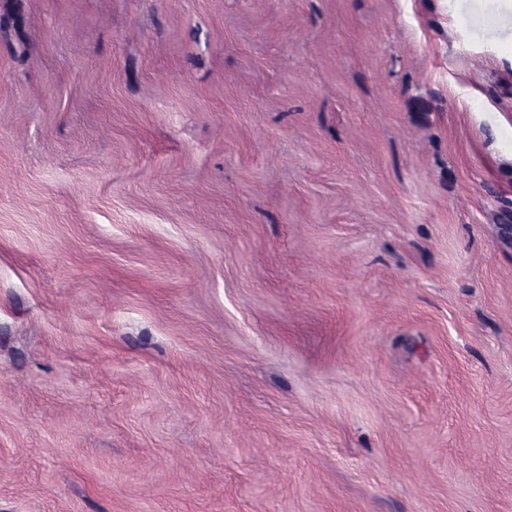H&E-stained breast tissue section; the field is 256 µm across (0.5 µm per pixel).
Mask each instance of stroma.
Wrapping results in <instances>:
<instances>
[{
    "label": "stroma",
    "mask_w": 512,
    "mask_h": 512,
    "mask_svg": "<svg viewBox=\"0 0 512 512\" xmlns=\"http://www.w3.org/2000/svg\"><path fill=\"white\" fill-rule=\"evenodd\" d=\"M507 0H0V512H512Z\"/></svg>",
    "instance_id": "35a3bbf8"
}]
</instances>
